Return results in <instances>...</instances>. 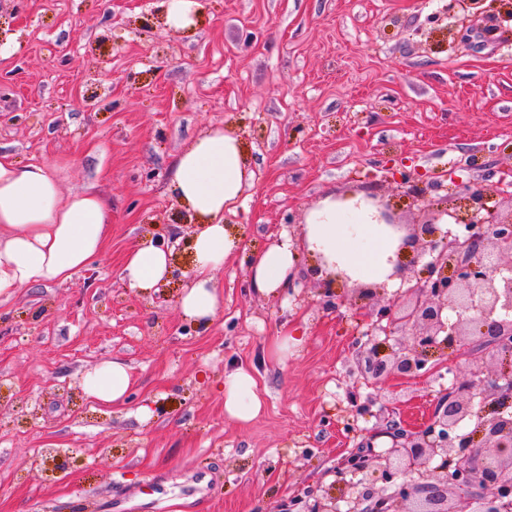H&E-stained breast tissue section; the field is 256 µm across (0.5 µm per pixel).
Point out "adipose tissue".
Masks as SVG:
<instances>
[{"label":"adipose tissue","instance_id":"1","mask_svg":"<svg viewBox=\"0 0 512 512\" xmlns=\"http://www.w3.org/2000/svg\"><path fill=\"white\" fill-rule=\"evenodd\" d=\"M253 182L238 135L221 125L191 141L172 165L170 190L199 224L192 242L195 269L178 301L189 322L210 325L222 307L212 273L243 247L227 230L224 216L235 212ZM110 218L97 192L62 196L48 165H21L0 153V303L21 289L64 281L85 268L101 255ZM303 235L308 251L324 255L351 284H392L399 235L362 195L325 196L306 211ZM294 261L295 242L285 232L262 251L246 253L250 288L262 295L287 288ZM170 271V253L144 240L126 256L122 279L128 288L147 293ZM130 385L127 364L116 359L102 362L82 379L86 394L105 404L123 402ZM223 393L229 419L247 422L260 414L263 403L252 370L226 372Z\"/></svg>","mask_w":512,"mask_h":512}]
</instances>
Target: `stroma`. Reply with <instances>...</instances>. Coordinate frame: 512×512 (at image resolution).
Here are the masks:
<instances>
[{"label": "stroma", "mask_w": 512, "mask_h": 512, "mask_svg": "<svg viewBox=\"0 0 512 512\" xmlns=\"http://www.w3.org/2000/svg\"><path fill=\"white\" fill-rule=\"evenodd\" d=\"M448 0H202L194 26L165 0H0V151L53 165L63 193L112 207L102 256L71 279L0 304V512H281L396 421L432 415L449 374L480 349L433 356L376 394L356 364L363 311L334 308L297 255L291 291L248 286L241 256L214 277L208 328L177 299L197 226L169 192L178 153L215 124L239 136L256 179L225 224L272 244L329 193L375 195L397 220L455 213L462 186L512 167V22L493 10L448 27ZM172 252L157 290L120 269L142 237ZM303 337L271 359L278 335ZM130 368L125 402L90 399L82 377ZM252 368L261 413L224 414L225 372ZM149 403L153 416L134 412Z\"/></svg>", "instance_id": "1"}]
</instances>
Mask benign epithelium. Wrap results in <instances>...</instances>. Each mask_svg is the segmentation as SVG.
I'll return each mask as SVG.
<instances>
[{
    "instance_id": "benign-epithelium-1",
    "label": "benign epithelium",
    "mask_w": 512,
    "mask_h": 512,
    "mask_svg": "<svg viewBox=\"0 0 512 512\" xmlns=\"http://www.w3.org/2000/svg\"><path fill=\"white\" fill-rule=\"evenodd\" d=\"M511 171L487 189H465L463 205L453 214L460 229H442L440 213L411 225L401 247L409 249L414 270L403 275L404 294L412 304L403 310L401 295L385 289L348 288L340 273L322 275L325 288L336 289V307L367 310V340L360 371L371 386L383 387L392 376H414L433 351L453 356L476 345L491 370L475 368L438 401L430 421L407 432L394 421L374 436L386 435L383 453L349 455L339 463L347 482L339 497L313 490L311 512H509L512 509V371L500 357L512 349V210L488 205L492 197L512 200ZM421 269H416V266ZM452 310L455 320L448 318ZM411 331L412 341L402 340ZM384 340H378L379 336ZM394 340V346L387 341ZM473 429L458 433L465 419ZM481 447L477 454L467 448ZM435 463L430 476L422 469Z\"/></svg>"
}]
</instances>
